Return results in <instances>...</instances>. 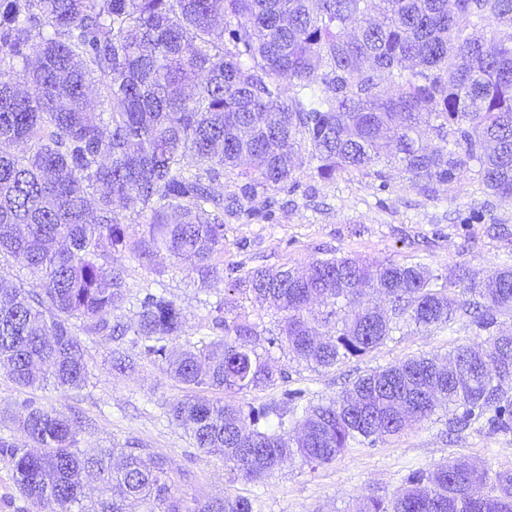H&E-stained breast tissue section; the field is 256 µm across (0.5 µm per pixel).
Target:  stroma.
I'll use <instances>...</instances> for the list:
<instances>
[{
  "label": "stroma",
  "instance_id": "stroma-1",
  "mask_svg": "<svg viewBox=\"0 0 512 512\" xmlns=\"http://www.w3.org/2000/svg\"><path fill=\"white\" fill-rule=\"evenodd\" d=\"M386 176L382 182L345 172L335 180L314 183L308 170H300L297 178L301 184H313L312 194L275 192L272 220L225 216V268L302 267L336 254L365 262L422 263L448 278L463 267L482 278L503 262L512 263V234L501 238L492 229L499 223L512 231V199L495 201L492 223L471 225L463 236L453 222L457 211L481 207L486 200L471 173L437 187L430 198L410 189L399 171L387 170ZM121 261L127 269L125 315L136 312L146 292L163 289L185 308L189 336L211 333L215 306L227 296L234 313L272 330L277 327L279 316L274 310L249 296L227 295L224 281L201 286L181 265L163 257L149 268L127 254ZM487 339V333L465 321L448 330L411 327L393 333L366 355L319 370L281 352L276 359L288 375L284 385L235 395L206 387L187 389L170 379L161 364L145 358L134 370L117 374L112 369L111 344L86 336L82 342L91 377L80 391L21 389L0 373V436L21 441L13 416L31 398L88 421L81 447H122L135 441L169 458L177 493L187 502L231 495L257 499L261 512H353L358 496L369 492L392 496L414 468L434 469L466 457L491 473L512 470V431L493 432L479 421L452 434L448 421L454 413L442 408L375 445H351L330 464L314 468L296 459L268 481L248 484L232 480L223 459L199 453L184 431L166 418L169 403L194 394L259 405L280 400L286 389L305 390L307 401L313 403L326 402L359 375L419 356L444 360L459 346L483 344Z\"/></svg>",
  "mask_w": 512,
  "mask_h": 512
}]
</instances>
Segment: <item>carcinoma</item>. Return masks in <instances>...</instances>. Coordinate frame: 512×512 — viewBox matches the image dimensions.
Returning <instances> with one entry per match:
<instances>
[{
  "label": "carcinoma",
  "instance_id": "1",
  "mask_svg": "<svg viewBox=\"0 0 512 512\" xmlns=\"http://www.w3.org/2000/svg\"><path fill=\"white\" fill-rule=\"evenodd\" d=\"M382 141L427 197L471 172L487 195L512 198V0H0V146L10 147L0 149V260L41 276L30 292L0 273V370L21 389H82L79 326L116 344L121 374L146 358L186 387L246 393L286 380L273 357L285 347L331 368L404 326L466 318L491 342L453 352L471 376L458 387L423 356L360 375L326 403L286 389L258 407L178 400L167 415L252 483L297 457L324 465L353 443L372 446L441 406L462 409L450 421L459 430L483 417L511 430L512 334L498 327L512 318V264L479 282L460 268L457 290L420 263L345 256L302 272L230 269V291L282 314L276 333L218 315L223 336L182 343L187 313L164 292L145 294L131 319L119 313L127 270L116 255L151 264L164 252L203 286L222 279L227 207L271 219L268 192L297 191L305 166L384 188ZM228 173L237 191L226 207L216 185ZM492 207L458 211V229ZM371 293L388 314L365 305ZM18 426L25 444L0 437V455L38 512H85L92 475L112 493L95 512H255L241 496L185 506L168 458L135 445L83 450L82 422L34 400ZM354 512H512V471L491 478L459 457L411 471L389 499L361 496Z\"/></svg>",
  "mask_w": 512,
  "mask_h": 512
}]
</instances>
